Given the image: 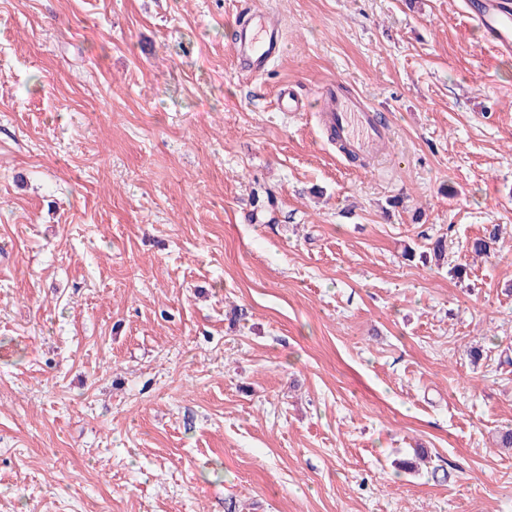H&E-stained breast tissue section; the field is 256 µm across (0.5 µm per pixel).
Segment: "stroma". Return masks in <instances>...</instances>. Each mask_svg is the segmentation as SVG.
I'll return each instance as SVG.
<instances>
[{
	"mask_svg": "<svg viewBox=\"0 0 512 512\" xmlns=\"http://www.w3.org/2000/svg\"><path fill=\"white\" fill-rule=\"evenodd\" d=\"M330 80L386 155L277 111ZM507 426L512 61L460 0H0V512H512ZM283 49L279 18L270 12L253 11L242 24L232 45L236 69L250 77L264 74ZM499 241V227L493 225L490 228H486L483 235L474 238L469 242V250L477 257L489 256L491 252H494L495 245Z\"/></svg>",
	"mask_w": 512,
	"mask_h": 512,
	"instance_id": "stroma-1",
	"label": "stroma"
}]
</instances>
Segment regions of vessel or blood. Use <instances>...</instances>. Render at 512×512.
<instances>
[{
    "mask_svg": "<svg viewBox=\"0 0 512 512\" xmlns=\"http://www.w3.org/2000/svg\"><path fill=\"white\" fill-rule=\"evenodd\" d=\"M462 12L485 32L497 55L512 57V0H462ZM282 49L279 18L256 11L238 31L232 45L233 62L239 72L257 77L268 70ZM320 110L327 128L355 153L377 156L384 152L388 131L362 98L344 97L330 82L322 88Z\"/></svg>",
    "mask_w": 512,
    "mask_h": 512,
    "instance_id": "vessel-or-blood-1",
    "label": "vessel or blood"
}]
</instances>
